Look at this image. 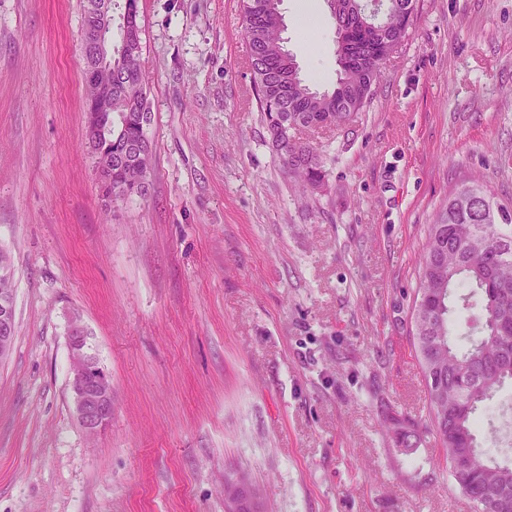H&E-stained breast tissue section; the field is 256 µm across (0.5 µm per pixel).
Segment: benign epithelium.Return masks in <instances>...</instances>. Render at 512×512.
I'll list each match as a JSON object with an SVG mask.
<instances>
[{
    "label": "benign epithelium",
    "instance_id": "7a95c632",
    "mask_svg": "<svg viewBox=\"0 0 512 512\" xmlns=\"http://www.w3.org/2000/svg\"><path fill=\"white\" fill-rule=\"evenodd\" d=\"M95 40L89 44L92 58L88 69L90 80L86 91H94L98 79L108 74L109 43L104 31L92 25ZM14 273L9 256L0 250V362L7 359L13 349L16 331L14 316L15 288ZM87 332L75 324L69 331L70 379L73 413L88 435L102 432L112 420V377L100 364L96 355L88 350ZM248 498L258 501V494L246 484H240L232 491L230 512H239L240 502Z\"/></svg>",
    "mask_w": 512,
    "mask_h": 512
}]
</instances>
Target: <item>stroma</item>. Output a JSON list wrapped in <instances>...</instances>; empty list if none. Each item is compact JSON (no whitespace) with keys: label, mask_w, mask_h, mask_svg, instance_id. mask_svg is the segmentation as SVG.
Segmentation results:
<instances>
[{"label":"stroma","mask_w":512,"mask_h":512,"mask_svg":"<svg viewBox=\"0 0 512 512\" xmlns=\"http://www.w3.org/2000/svg\"><path fill=\"white\" fill-rule=\"evenodd\" d=\"M147 197L106 204L85 145L80 0H0V512H473L429 425L411 333L423 244L464 184L512 203V0H418L345 131L305 132L322 190L273 152L239 0H139ZM311 87L337 79L327 0H283ZM112 420L72 413V320ZM417 429L405 446L399 427ZM512 456V384L479 416ZM11 288H2V285ZM14 273L9 256L0 250V362L7 359L13 349L16 331L14 316Z\"/></svg>","instance_id":"stroma-1"}]
</instances>
